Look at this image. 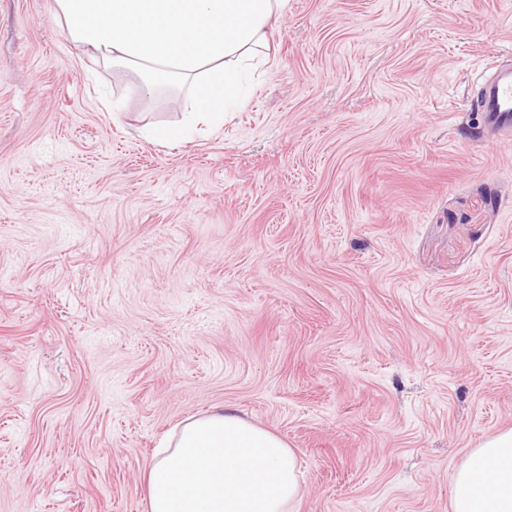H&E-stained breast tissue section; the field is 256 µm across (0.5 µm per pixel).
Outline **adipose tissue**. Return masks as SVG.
<instances>
[{"mask_svg": "<svg viewBox=\"0 0 512 512\" xmlns=\"http://www.w3.org/2000/svg\"><path fill=\"white\" fill-rule=\"evenodd\" d=\"M288 0H54L65 36L152 95L180 86L182 121L158 145L218 128L268 62ZM146 512H299L303 471L278 434L232 410L178 424L144 475ZM451 512H512V429L482 441L456 473Z\"/></svg>", "mask_w": 512, "mask_h": 512, "instance_id": "ef3b65f1", "label": "adipose tissue"}]
</instances>
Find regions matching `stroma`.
Instances as JSON below:
<instances>
[{
	"instance_id": "35a3bbf8",
	"label": "stroma",
	"mask_w": 512,
	"mask_h": 512,
	"mask_svg": "<svg viewBox=\"0 0 512 512\" xmlns=\"http://www.w3.org/2000/svg\"><path fill=\"white\" fill-rule=\"evenodd\" d=\"M492 56L512 0H288L242 108L161 148L172 96L0 0V512H145L159 442L224 406L298 451L299 512H450L512 428V138L464 105Z\"/></svg>"
}]
</instances>
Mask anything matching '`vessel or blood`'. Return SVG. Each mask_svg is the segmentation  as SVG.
Masks as SVG:
<instances>
[{
  "label": "vessel or blood",
  "instance_id": "vessel-or-blood-1",
  "mask_svg": "<svg viewBox=\"0 0 512 512\" xmlns=\"http://www.w3.org/2000/svg\"><path fill=\"white\" fill-rule=\"evenodd\" d=\"M475 111L498 129L512 130V67L496 64L481 77L471 93Z\"/></svg>",
  "mask_w": 512,
  "mask_h": 512
}]
</instances>
